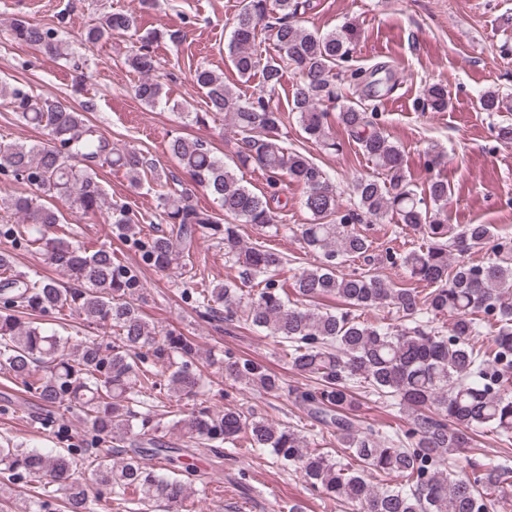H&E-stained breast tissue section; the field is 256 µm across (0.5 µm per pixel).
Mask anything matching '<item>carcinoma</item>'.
I'll use <instances>...</instances> for the list:
<instances>
[{
  "label": "carcinoma",
  "mask_w": 512,
  "mask_h": 512,
  "mask_svg": "<svg viewBox=\"0 0 512 512\" xmlns=\"http://www.w3.org/2000/svg\"><path fill=\"white\" fill-rule=\"evenodd\" d=\"M301 7V0L240 2L232 19L229 57L240 77L261 74L257 96L242 100L224 85V77L205 65L193 74L209 108L194 113L195 122H204L209 113L222 114L242 136L236 167L258 166L271 188L286 173L305 189L311 222L301 225L300 233L319 261L294 275L296 300L287 298L276 280L286 264L284 254L263 245L246 246L240 236L241 224L279 231L270 205L275 195H259L243 185L202 140L174 137L168 148L235 223H221L175 187L160 195L162 219L169 224L162 234L141 238L139 219L123 205L112 206L108 218L161 270L185 267L183 252L191 249L197 234L223 235L228 261L248 278L261 277L263 287L245 291L226 280L194 288L196 307L205 318L220 310L227 322L240 312L246 322L275 338L291 365L310 381L288 389V395L318 422L336 430L338 447L352 462L310 449L298 429L236 410L215 412L201 404L176 414L172 427L218 455L223 454L222 445H233L245 434L246 452L266 450L293 465L314 489L351 512H500V493L512 486L507 460L490 459L471 477L458 470L456 462L480 430L512 442V302L505 298L512 291V236L495 234L489 224L451 227L448 182L440 177L430 181L428 198L417 197L404 175L401 150L379 126L378 79L367 82L368 93L338 113L350 138L385 175L356 179L354 206L342 209L336 184L323 168L282 145L278 129L284 115L273 96L286 72L299 77L291 111L308 139L327 149L338 147L329 112L322 109L334 97L333 82L342 72L360 82L365 74L349 67L336 72L349 62L357 28L345 23L321 35L299 24ZM260 29L272 40L277 56L264 60L257 53ZM131 31H137L134 13L108 12L100 24L87 29L84 41L94 45ZM156 38L155 32L138 35L140 46L124 59L126 67L143 75L134 94L150 107L164 95L162 84L152 77L155 59L150 46ZM7 40L61 54L54 28L23 17L12 21ZM0 103L53 141L43 147L0 144V169L33 189L4 202L21 223L0 224V238L43 253L73 281L66 287L21 274L14 269L11 252L0 250V368L44 406L77 407L90 422L95 440L112 444L120 454L115 460L109 454L92 460L91 449L78 445L47 450L7 440L0 445V473L40 490L33 512H48L52 503L46 497L52 493L64 495L67 512H112L114 504L128 509L181 503L194 482V471L186 467L182 476H168L157 472L152 460H164L167 471L180 467L181 449L156 438L157 408L165 398L205 394L207 382L197 367L195 344L186 336L162 335L143 318L139 277L116 258L112 247L89 252L68 233L48 234L62 223L49 205L52 198H67L85 215L104 207L105 193L93 165L118 167L138 186L148 162L132 148L112 147L87 124L83 112L57 98L0 82ZM448 103L446 86L433 83L424 89L422 108L443 112ZM479 106L485 112H512L497 90L484 92ZM365 215L425 232L426 245L403 254L387 250L383 258L401 264L429 291L398 287L368 271L339 270L344 259L364 257L371 250L372 242L354 228ZM487 244L495 255L491 261L450 259L453 251L462 255ZM326 296L341 299L344 307L329 312L310 308ZM377 306L395 312L397 323H372L359 315ZM65 308L112 329L109 354L84 336L64 339L42 323L20 320L24 314ZM445 315L452 317L448 327L438 325ZM484 325L493 328V336L478 348L472 339ZM224 378L266 394L283 390L282 380L263 364L232 354L225 356ZM362 392L397 401L408 412L406 428L389 432L363 425L353 414ZM86 463L92 466L94 481L109 487L107 498L89 494L77 477ZM373 475L380 482H372Z\"/></svg>",
  "instance_id": "1"
}]
</instances>
